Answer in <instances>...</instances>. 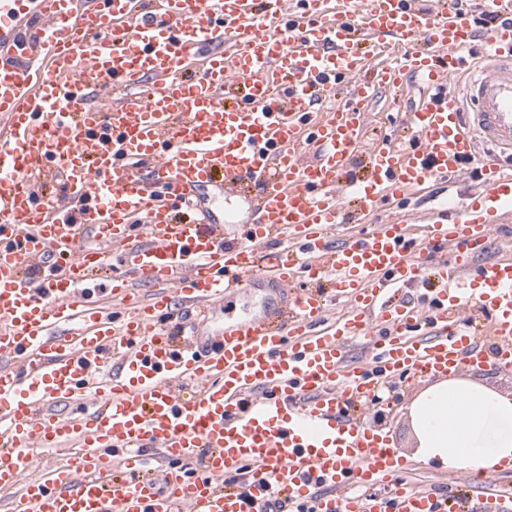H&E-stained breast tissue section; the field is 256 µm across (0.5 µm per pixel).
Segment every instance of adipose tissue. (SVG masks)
<instances>
[{
  "label": "adipose tissue",
  "mask_w": 512,
  "mask_h": 512,
  "mask_svg": "<svg viewBox=\"0 0 512 512\" xmlns=\"http://www.w3.org/2000/svg\"><path fill=\"white\" fill-rule=\"evenodd\" d=\"M414 458L451 470L512 465V395L467 377L439 380L407 407Z\"/></svg>",
  "instance_id": "obj_1"
}]
</instances>
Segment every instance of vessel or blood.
I'll use <instances>...</instances> for the list:
<instances>
[{
    "mask_svg": "<svg viewBox=\"0 0 512 512\" xmlns=\"http://www.w3.org/2000/svg\"><path fill=\"white\" fill-rule=\"evenodd\" d=\"M491 4L502 22L481 29L459 0H0L13 512H463L462 490L404 487L363 407L404 374L512 371V248L472 263L512 223V0ZM406 81L419 99L403 137L368 140L370 103ZM466 157L477 193L421 224L371 225L381 202L462 178ZM247 181L255 219L234 245L207 209L174 221L175 202ZM346 206L368 230L337 242ZM115 257L123 275L101 283ZM303 276L313 289L289 296ZM326 280L351 304L329 325ZM420 281L436 288L427 306L392 299ZM260 282L280 295L260 315L183 343L163 332ZM75 405L85 413L60 415ZM38 448L73 455L44 470ZM148 451L207 474L151 477ZM237 473L243 486L225 485ZM352 482L393 496L347 495Z\"/></svg>",
    "mask_w": 512,
    "mask_h": 512,
    "instance_id": "vessel-or-blood-1",
    "label": "vessel or blood"
}]
</instances>
